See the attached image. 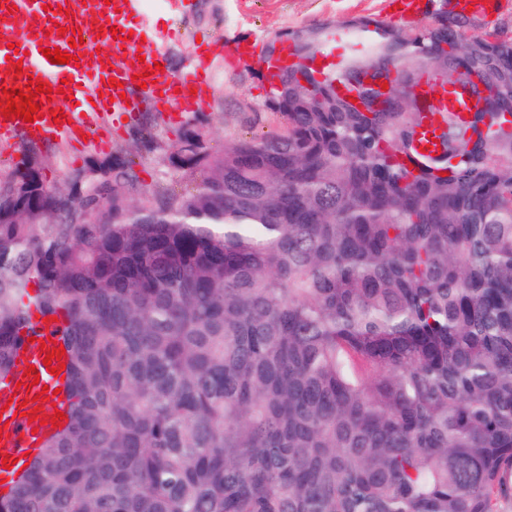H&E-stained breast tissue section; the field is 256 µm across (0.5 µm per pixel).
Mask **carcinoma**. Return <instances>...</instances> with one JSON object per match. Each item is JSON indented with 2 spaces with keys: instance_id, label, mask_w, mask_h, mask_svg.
<instances>
[{
  "instance_id": "carcinoma-1",
  "label": "carcinoma",
  "mask_w": 512,
  "mask_h": 512,
  "mask_svg": "<svg viewBox=\"0 0 512 512\" xmlns=\"http://www.w3.org/2000/svg\"><path fill=\"white\" fill-rule=\"evenodd\" d=\"M464 17L283 33L278 131H185L177 191L122 155L0 185V380L61 315L65 418L0 512H495L512 499V40ZM396 65L384 105L365 80ZM424 75L487 111L409 172ZM355 85L351 102L336 84ZM446 176H441V173ZM140 189L136 201L130 193Z\"/></svg>"
}]
</instances>
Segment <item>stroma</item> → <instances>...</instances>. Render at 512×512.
<instances>
[{"instance_id": "stroma-1", "label": "stroma", "mask_w": 512, "mask_h": 512, "mask_svg": "<svg viewBox=\"0 0 512 512\" xmlns=\"http://www.w3.org/2000/svg\"><path fill=\"white\" fill-rule=\"evenodd\" d=\"M359 17L388 21V0H192L178 13L171 0H142L140 17L130 19L129 24L164 35L168 69L178 75L187 71L191 49L199 40L226 47L247 38L264 46L287 31L323 27L334 32ZM209 72L212 80L204 88L202 103L184 121L168 122L164 113L150 106L131 126L92 132L90 144L84 146L45 145L23 137L0 144V184L9 182L34 159L44 182L62 187L92 159L121 154L134 161L141 185L150 187L177 179L168 157L188 127L201 129L214 152L223 151L225 144L238 138L279 129V116L268 107L271 85L255 66L226 60L211 65ZM144 127L153 135L154 150L140 144L139 132Z\"/></svg>"}]
</instances>
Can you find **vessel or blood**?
<instances>
[{"label":"vessel or blood","mask_w":512,"mask_h":512,"mask_svg":"<svg viewBox=\"0 0 512 512\" xmlns=\"http://www.w3.org/2000/svg\"><path fill=\"white\" fill-rule=\"evenodd\" d=\"M141 0H0V89L27 88L30 81L51 86L52 95H39V118L33 122L22 119L8 120L3 113L5 102L0 101V142L26 136L32 141L51 144L60 141L81 140L83 135L99 126L112 123L129 125L135 122L142 107L152 104L161 107L168 118L180 120L190 112L196 97L194 91L205 85L209 59L218 55L219 47L197 49L189 70L173 75L162 69L166 56L161 46L150 44L145 59L129 64V49L124 48L128 18L140 11ZM428 0H389L390 18L404 25L413 24L425 11ZM512 7V0H448V12L453 16H469L481 20L490 14ZM96 17L102 23L101 31L84 28L83 21ZM82 33V46L70 47V30ZM104 42L106 51L96 52L97 42ZM17 43V52H10L9 43ZM72 51L77 63L54 64L43 56L46 48ZM231 53L245 63L260 62L265 77H272L289 60L288 52H281L270 61L262 60L261 46L252 40H238L230 47ZM27 53L29 62L22 72L12 70L20 53ZM149 75L151 82L139 87L136 79ZM415 95L424 112L423 141L417 149L438 142L437 109L454 112L459 121H468L471 114L485 109L482 98L467 94L456 97L444 92L439 81L422 77ZM63 111L65 122H55L53 111ZM34 342L28 343V351L20 364L12 389H0V400L19 395L21 386L33 380L53 385L54 374L48 372L43 360L46 353L42 340L52 335V326L40 322L35 326ZM39 371V378L29 376V369ZM29 410L15 411L8 425L0 429V459L25 460L33 446V426Z\"/></svg>","instance_id":"obj_1"}]
</instances>
